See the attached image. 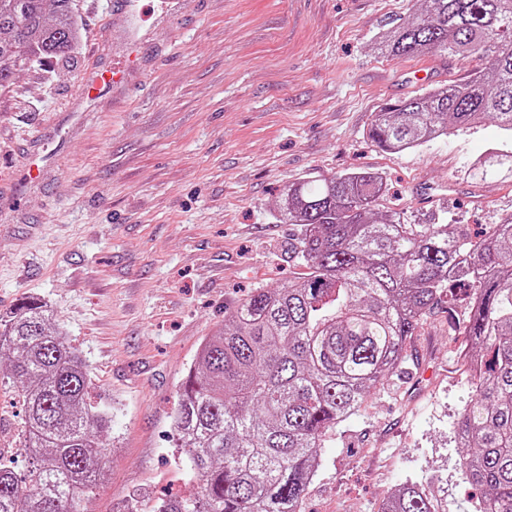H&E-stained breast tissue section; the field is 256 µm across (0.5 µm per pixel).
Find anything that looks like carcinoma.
Wrapping results in <instances>:
<instances>
[{"instance_id": "obj_1", "label": "carcinoma", "mask_w": 512, "mask_h": 512, "mask_svg": "<svg viewBox=\"0 0 512 512\" xmlns=\"http://www.w3.org/2000/svg\"><path fill=\"white\" fill-rule=\"evenodd\" d=\"M423 2L377 49L478 65L382 108L371 141L398 154L486 121L512 133V0ZM79 37L74 0H0V89L34 60L69 57ZM468 177L511 180L512 150L490 152ZM385 192L367 170L284 186L278 219L298 226L288 251L307 272L254 289L202 344L171 433L197 486L154 512H300L327 433L403 367L407 339L437 307L461 302L475 364L457 423L461 471L480 492L477 512H512V215L473 235L446 211H381ZM5 364L0 386L24 406L16 451L27 465L0 460V512H83L105 477L110 403L92 400L77 349L35 299L0 315ZM383 512L437 510L410 481Z\"/></svg>"}]
</instances>
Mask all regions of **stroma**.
<instances>
[{"label":"stroma","instance_id":"35a3bbf8","mask_svg":"<svg viewBox=\"0 0 512 512\" xmlns=\"http://www.w3.org/2000/svg\"><path fill=\"white\" fill-rule=\"evenodd\" d=\"M82 38L66 59L20 73L0 91V170L31 140L56 147L54 119L83 73L126 49L106 0H75ZM419 0H187L159 30L148 72L58 174L21 192L26 223L0 213V314L45 304L112 402L107 477L87 512H153L186 494L192 473L169 441L171 412L203 340L255 288L300 276L290 225L275 208L285 183L372 169L387 204L448 212L469 230L512 214V181L471 184L467 171L503 133L487 123L398 154L367 136L382 106L468 75L459 56L396 59L374 48ZM435 196L422 205L413 189ZM464 308H440L406 346L403 370L329 432L301 512H380L408 480L436 507L476 512L455 427L470 395L459 364Z\"/></svg>","mask_w":512,"mask_h":512}]
</instances>
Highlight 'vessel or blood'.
<instances>
[{
    "label": "vessel or blood",
    "instance_id": "obj_1",
    "mask_svg": "<svg viewBox=\"0 0 512 512\" xmlns=\"http://www.w3.org/2000/svg\"><path fill=\"white\" fill-rule=\"evenodd\" d=\"M186 0H113L112 16L127 28L126 50L122 58L107 70L86 71L75 100L61 117V127L69 136L81 132L87 113L96 112L123 93L145 68V49L152 44L157 27L179 17ZM58 156L39 146H32L19 169L0 172V206H16L21 188L46 181L57 167Z\"/></svg>",
    "mask_w": 512,
    "mask_h": 512
}]
</instances>
